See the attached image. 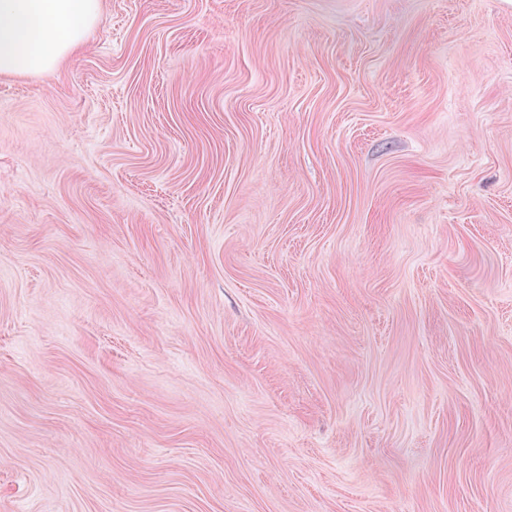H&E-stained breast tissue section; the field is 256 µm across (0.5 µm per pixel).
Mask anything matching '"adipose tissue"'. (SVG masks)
Instances as JSON below:
<instances>
[{
	"label": "adipose tissue",
	"instance_id": "obj_1",
	"mask_svg": "<svg viewBox=\"0 0 512 512\" xmlns=\"http://www.w3.org/2000/svg\"><path fill=\"white\" fill-rule=\"evenodd\" d=\"M100 20V0H0V76L55 70Z\"/></svg>",
	"mask_w": 512,
	"mask_h": 512
}]
</instances>
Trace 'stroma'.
Returning <instances> with one entry per match:
<instances>
[{
  "label": "stroma",
  "instance_id": "stroma-1",
  "mask_svg": "<svg viewBox=\"0 0 512 512\" xmlns=\"http://www.w3.org/2000/svg\"><path fill=\"white\" fill-rule=\"evenodd\" d=\"M0 77V512H512V0H100Z\"/></svg>",
  "mask_w": 512,
  "mask_h": 512
}]
</instances>
